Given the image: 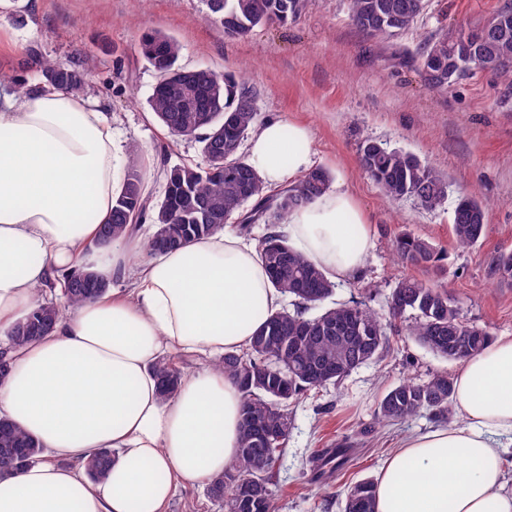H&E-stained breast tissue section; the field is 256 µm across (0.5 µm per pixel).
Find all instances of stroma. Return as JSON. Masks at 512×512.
I'll list each match as a JSON object with an SVG mask.
<instances>
[{
    "label": "stroma",
    "instance_id": "stroma-1",
    "mask_svg": "<svg viewBox=\"0 0 512 512\" xmlns=\"http://www.w3.org/2000/svg\"><path fill=\"white\" fill-rule=\"evenodd\" d=\"M502 2L425 0L414 24L380 39L356 29L349 0H308L288 24L261 25L237 39L207 22L206 0H15L0 7V72L6 76L0 97L14 93L12 75L36 83L33 70L17 67L33 54L64 65L92 56L86 95L111 116L118 151L140 148L145 193L159 201V148H166L173 164L204 162L198 143L171 136L149 107L156 75L139 55L138 40L147 31L170 34L182 45V66L207 67L253 84L260 120L306 125L314 166L328 171L365 212L373 247L358 275L337 281L334 302L363 297L382 313L395 283L414 277L447 290L465 322L497 337L512 336V278L488 274L494 256L512 251V86L480 73L448 90H433L406 60L443 30L482 25ZM364 138L412 152L446 176L447 207L428 210L411 197H384L360 167L358 144ZM467 194L483 201L487 224L476 247L463 251L453 241L452 217ZM401 233L441 249L438 266L398 263L390 242ZM457 368L408 336L399 322L379 361L292 405V434L275 488L280 512H341L350 484L376 478L402 439L437 426L425 416L378 424L385 389L410 377L452 375ZM338 446L350 449L347 464L330 484L312 481L313 457ZM164 512L224 509L209 498L206 485L180 483Z\"/></svg>",
    "mask_w": 512,
    "mask_h": 512
}]
</instances>
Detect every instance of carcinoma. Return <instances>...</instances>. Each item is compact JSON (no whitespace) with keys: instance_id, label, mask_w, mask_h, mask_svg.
I'll list each match as a JSON object with an SVG mask.
<instances>
[{"instance_id":"obj_1","label":"carcinoma","mask_w":512,"mask_h":512,"mask_svg":"<svg viewBox=\"0 0 512 512\" xmlns=\"http://www.w3.org/2000/svg\"><path fill=\"white\" fill-rule=\"evenodd\" d=\"M424 0H350L351 20L372 37H393L407 29L423 10ZM209 19L224 26V33L244 38L257 26L286 24L300 15L305 0H207ZM139 52L157 75L150 106L159 122L173 134L184 131L201 148L205 165H166L157 155L164 175L162 199L153 203L143 190L137 159L127 168L123 188L112 206L109 222L101 225L99 243L130 238L145 221L153 224L144 247L158 252L159 240L173 250L222 229L231 217L237 228L251 216L270 232L259 248L271 283L281 294L293 298L296 310H279L239 353H226L217 367L230 377L243 394L241 432L235 459L224 473L208 483L209 497L224 505V512H278L272 490L277 465L288 445V406L312 389L340 381L359 367L379 359L388 346L391 321L415 314L410 334L437 355L461 361L482 351L492 341L491 333L462 320L456 302L437 285L405 277L387 299L388 320L363 302L351 301L329 307L314 317L305 310L332 296L335 284L309 258L295 250L275 232L288 212L300 208L330 187L327 171L316 168L297 184L274 193L251 164L237 157L244 135L255 125L256 91L244 80L220 75L207 68L191 72L178 66L181 44L161 31L139 40ZM417 70L431 89L446 90L458 80L476 73L496 75L512 84V0H504L483 25L461 33L444 34L425 44L416 56ZM39 68L42 81L82 93L88 68L61 65L50 59L22 64ZM204 103L209 111H188ZM363 171L390 199L415 198L427 209L448 202V181L416 155L390 149L365 139L358 146ZM486 207L473 196L460 198L453 211L452 233L457 247L476 246L484 235ZM396 259L415 267H433L439 250L429 241L408 233L392 242ZM88 273L77 265L58 281L65 306L76 308L104 294L112 282L98 279V287L84 283ZM490 274L512 277V252L493 259ZM63 310L53 302H34L32 309L9 335L10 348L27 345L54 329ZM161 398L173 396L183 373L170 358L152 368ZM425 413L446 422L453 413V378L437 374L426 382L403 380L388 388L377 407L380 423H393ZM44 448L6 418H0V475H9L42 461ZM350 449L329 448L312 460V479L325 482L348 461ZM114 450L101 448L85 463L92 480L106 478ZM342 512H375V482L360 480L347 488Z\"/></svg>"}]
</instances>
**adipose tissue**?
Returning a JSON list of instances; mask_svg holds the SVG:
<instances>
[{"label": "adipose tissue", "instance_id": "ef3b65f1", "mask_svg": "<svg viewBox=\"0 0 512 512\" xmlns=\"http://www.w3.org/2000/svg\"><path fill=\"white\" fill-rule=\"evenodd\" d=\"M311 132L274 119L249 143L268 186L297 183ZM112 120L54 86L0 108V343L35 290L84 262L104 279L131 278L13 351L0 417L48 448V459L0 478V512H163L175 482L203 484L238 452L242 393L213 367L161 399L153 364L167 354L221 356L249 345L280 308L256 244L232 228L148 255L135 239L97 247L122 186ZM280 232L333 280L364 264L368 220L331 188L288 213ZM458 423L405 439L381 469L376 512H512L502 440L512 436V336L464 360L454 377ZM117 455L104 481L82 465Z\"/></svg>", "mask_w": 512, "mask_h": 512}]
</instances>
